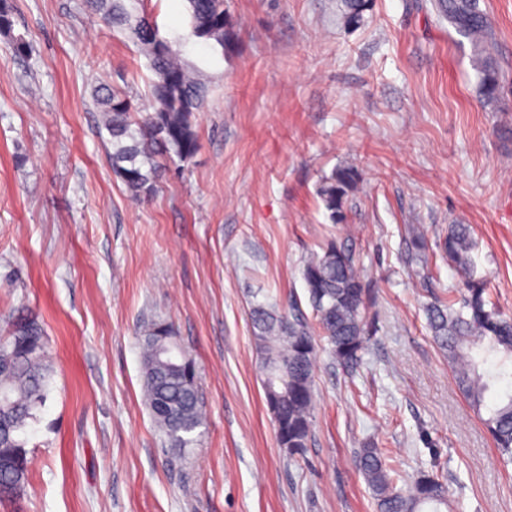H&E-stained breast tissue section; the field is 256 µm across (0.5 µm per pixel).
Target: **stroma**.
<instances>
[{"label": "stroma", "instance_id": "35a3bbf8", "mask_svg": "<svg viewBox=\"0 0 512 512\" xmlns=\"http://www.w3.org/2000/svg\"><path fill=\"white\" fill-rule=\"evenodd\" d=\"M224 0V44L192 33L187 0H124L150 15L208 91L200 148L163 161L147 203L112 172L91 97L100 80L145 101L153 73L85 0H9L0 36V335L33 316L49 340L50 392L27 430L28 483L0 512H374L356 466L394 449L401 479L448 483V512H512V463L458 390L424 308L459 278L449 224L471 225L479 272L512 314V0H477L497 43L496 98L469 41L432 0ZM360 175L345 223L318 194ZM420 225V270L404 227ZM336 243L370 302L351 372L320 351L313 432L280 448L264 402L253 303L310 315L302 265ZM163 318L195 360L204 402L186 458L161 445L141 400L139 330Z\"/></svg>", "mask_w": 512, "mask_h": 512}]
</instances>
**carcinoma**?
<instances>
[{
	"label": "carcinoma",
	"instance_id": "obj_1",
	"mask_svg": "<svg viewBox=\"0 0 512 512\" xmlns=\"http://www.w3.org/2000/svg\"><path fill=\"white\" fill-rule=\"evenodd\" d=\"M101 23L124 27L127 38L148 58L154 79L147 106L141 108L121 92L100 83L92 90L100 112V129L112 145L115 175L137 200L155 192L158 155L185 162L199 149L195 111L206 87L195 71L162 37L151 17L130 21L124 0H87ZM344 21L357 25L369 0H344ZM195 37L224 45L230 21L224 0H189ZM438 16L470 42L483 73L482 91L497 90L496 42L493 26L476 0H435ZM357 172L338 168L325 177L319 195L333 220L346 219L345 202L356 188ZM476 242L467 224L448 226L442 251L463 276V297L435 300L426 306L429 329L437 346L454 368L465 399L476 411L487 408L495 383L512 382V319L490 302L487 279L477 272L472 252ZM302 278L313 321L285 314L273 305L251 310L253 339L260 356L261 378L268 366L288 370V396L262 385L273 417L279 446L291 455L304 451L311 438L314 368L319 340L326 339L333 359L348 370L357 369L370 339L364 288L353 256L332 242L322 254L308 258ZM142 357V397L166 447L181 457L196 446L204 424L203 401L194 361L178 344L174 329L164 320L145 323ZM51 366L41 326L34 320L18 323L0 337V484L19 493L27 482L24 435L36 410L46 399ZM484 420L496 447L512 456V394L492 408ZM391 452L367 443L357 453L359 471L372 492L376 512H441L448 506V489L438 475L419 471L405 487L397 486Z\"/></svg>",
	"mask_w": 512,
	"mask_h": 512
}]
</instances>
